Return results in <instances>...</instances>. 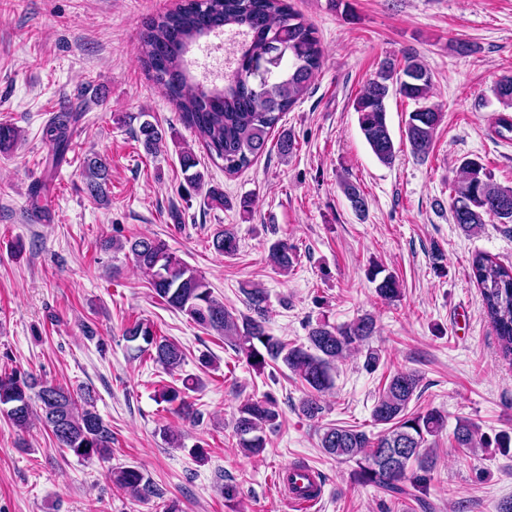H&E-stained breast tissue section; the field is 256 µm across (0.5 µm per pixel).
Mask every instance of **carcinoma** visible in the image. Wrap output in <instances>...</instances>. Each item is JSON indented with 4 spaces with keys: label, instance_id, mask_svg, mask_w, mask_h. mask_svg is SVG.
Masks as SVG:
<instances>
[{
    "label": "carcinoma",
    "instance_id": "obj_1",
    "mask_svg": "<svg viewBox=\"0 0 512 512\" xmlns=\"http://www.w3.org/2000/svg\"><path fill=\"white\" fill-rule=\"evenodd\" d=\"M227 30L234 37L233 71L220 86L204 84L188 67V47ZM137 54L182 123L194 130L210 157L224 162L227 174L250 166L267 151L269 137L282 115L302 99L323 63L316 28L285 0H186L176 10L154 16L144 24ZM274 55L275 64L265 73H258L256 63ZM433 87L431 70L418 58L407 56L402 66L388 58L355 97L353 109L360 132L379 162L388 165L396 154L387 120V100L393 93L416 104L405 127L412 155L417 159L429 155L442 121L439 107L430 102ZM494 93L506 106L512 105V74L496 82ZM74 121L76 118L67 113L46 132L58 157L69 147ZM20 139L21 129L0 122L1 153L13 150ZM137 139L146 152L152 153L163 143L165 130L145 120ZM181 164L184 170L191 171L188 180L192 186L204 185L205 174L197 169L192 151L182 152ZM83 176L91 199L108 203L111 172L107 163L97 155L85 158ZM342 190L351 208L365 216L368 207L360 186L347 182ZM450 210L455 224L467 235L477 233L491 218L511 223L512 187L495 183L478 160L465 159L451 189ZM212 247L219 254L233 256L239 250V240L233 229L226 228L214 233ZM101 249L128 250L148 277L155 298L198 326L224 337L253 370L261 373L278 364L288 368L307 389L300 412L309 420L323 412L320 395L334 384L336 362L364 345L375 332L374 319L365 315L342 325L318 323L309 330L307 344L292 345L268 332L264 289L253 284L241 286L251 315L239 319L213 296L205 279L164 241L155 237L131 238L124 243L104 239ZM268 258L273 267L286 271L293 267L296 254L288 242L278 241L269 247ZM471 270L503 355L512 359V268L480 253L473 258ZM381 273L380 269L370 273L378 296L389 302L400 298L399 280L390 273L380 279ZM124 334L126 340L137 343V353L149 355L168 373L181 367L185 358L182 348L157 335L150 323L137 320L126 327ZM419 384L416 373L396 371L372 409V418L383 426L382 431L371 437L358 429L331 424L323 428L320 448L338 461L355 462L351 478L358 484H374L404 495L408 482L427 491L437 466L436 448L429 438L442 432L446 419L434 409L424 413L409 411ZM188 389L186 379L180 388L165 385L158 401L173 406L177 415L194 419L198 412L187 400ZM0 413L20 431L30 429L33 420H40L60 447L83 460L105 461L111 457L112 430L95 410L94 397L87 387L75 395L31 373H0ZM279 418L277 400L270 395L241 403L235 421L238 447L247 455H260L266 448L264 429L276 426ZM453 440L465 452L484 446L479 427L469 420L457 422ZM108 477L135 499L156 495V489L136 467L112 468Z\"/></svg>",
    "mask_w": 512,
    "mask_h": 512
}]
</instances>
